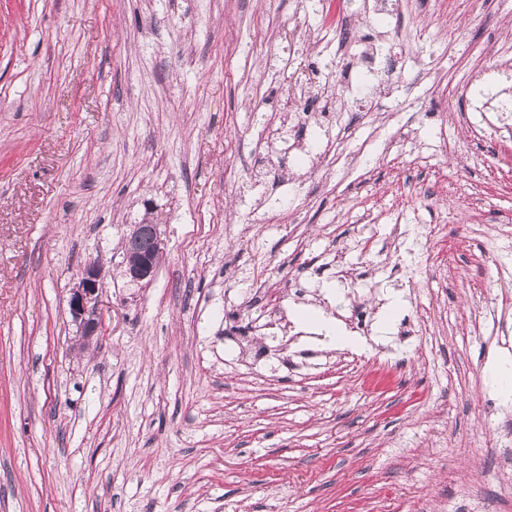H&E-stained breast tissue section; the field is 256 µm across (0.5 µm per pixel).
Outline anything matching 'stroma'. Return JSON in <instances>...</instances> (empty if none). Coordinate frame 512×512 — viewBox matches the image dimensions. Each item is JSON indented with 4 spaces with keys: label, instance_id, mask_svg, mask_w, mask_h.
<instances>
[{
    "label": "stroma",
    "instance_id": "stroma-1",
    "mask_svg": "<svg viewBox=\"0 0 512 512\" xmlns=\"http://www.w3.org/2000/svg\"><path fill=\"white\" fill-rule=\"evenodd\" d=\"M491 54L512 0H0V512H512ZM160 229L158 224H135L125 238L131 258L126 261L125 274L131 281L149 283L156 274L160 255ZM103 283L97 266L83 269L79 281L71 289L69 306L79 321L83 336H103L106 332L104 313L100 306Z\"/></svg>",
    "mask_w": 512,
    "mask_h": 512
}]
</instances>
